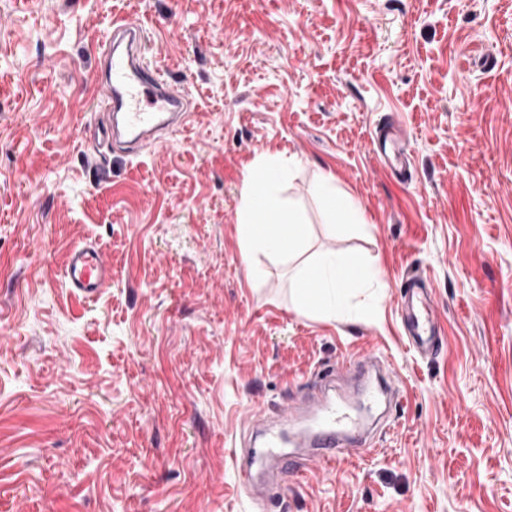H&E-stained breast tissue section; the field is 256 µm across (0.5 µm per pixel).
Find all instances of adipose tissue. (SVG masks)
Returning a JSON list of instances; mask_svg holds the SVG:
<instances>
[{
  "label": "adipose tissue",
  "instance_id": "adipose-tissue-1",
  "mask_svg": "<svg viewBox=\"0 0 512 512\" xmlns=\"http://www.w3.org/2000/svg\"><path fill=\"white\" fill-rule=\"evenodd\" d=\"M292 161L280 154L257 159L246 174L236 213V227L243 257L264 252L297 255L309 234L299 212L283 199L280 186ZM316 192L327 218L328 231L343 225L364 224L360 206L336 191L332 173H322ZM381 281L379 267L344 253H326L300 265L294 274L293 291L299 307L312 314H336L348 304L354 288L368 289Z\"/></svg>",
  "mask_w": 512,
  "mask_h": 512
}]
</instances>
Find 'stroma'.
I'll list each match as a JSON object with an SVG mask.
<instances>
[{"instance_id": "1", "label": "stroma", "mask_w": 512, "mask_h": 512, "mask_svg": "<svg viewBox=\"0 0 512 512\" xmlns=\"http://www.w3.org/2000/svg\"><path fill=\"white\" fill-rule=\"evenodd\" d=\"M134 13L190 102L139 155L96 147L95 46ZM402 123L412 178L377 155ZM293 158L308 254L382 270L371 313L315 317L287 258L244 262L246 171ZM365 213L327 236L315 185ZM112 268L60 286L75 245ZM441 350H407L403 279ZM379 350L402 400L375 451L254 501L248 412ZM0 512H512V0H0ZM61 280L62 288L91 298L108 288L112 272L99 249L92 244H85L72 249Z\"/></svg>"}]
</instances>
